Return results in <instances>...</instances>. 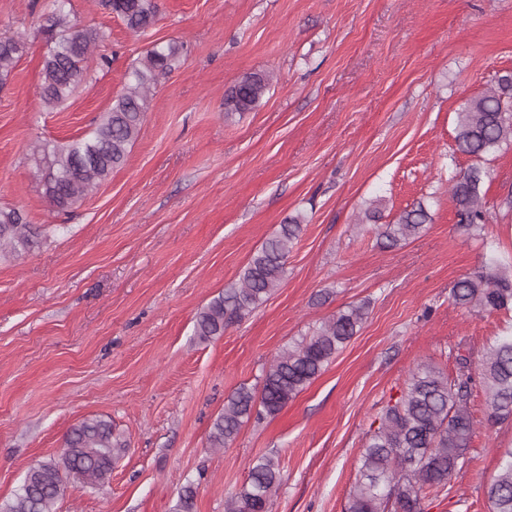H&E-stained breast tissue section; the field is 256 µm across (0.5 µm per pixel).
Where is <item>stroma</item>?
<instances>
[{
  "label": "stroma",
  "mask_w": 512,
  "mask_h": 512,
  "mask_svg": "<svg viewBox=\"0 0 512 512\" xmlns=\"http://www.w3.org/2000/svg\"><path fill=\"white\" fill-rule=\"evenodd\" d=\"M43 0H0V36L27 48L0 88V207L39 227L37 246L0 254V504L30 466L60 459L78 421L98 416L128 442L104 488L69 480L53 512H225L252 462L276 454L272 512H345L358 460L390 396L420 362L448 376L459 357L512 330V317L455 306L450 293L490 246L512 253V143L482 160L458 151L456 113L512 70V0H156L136 34L98 0L72 19L110 38L88 80L54 110L40 98ZM184 45L153 89L125 164L71 209L45 196L32 148L83 137L153 44ZM274 83L252 111L224 93L246 74ZM487 172L492 213L458 222L449 189ZM382 220L423 202L422 235L384 246ZM303 228L273 294L201 340V308L237 282L289 218ZM359 332L280 412L245 422L227 447L209 435L239 387L260 392L272 358L351 304ZM469 463L424 512H492L485 488L512 448L474 388Z\"/></svg>",
  "instance_id": "stroma-1"
}]
</instances>
